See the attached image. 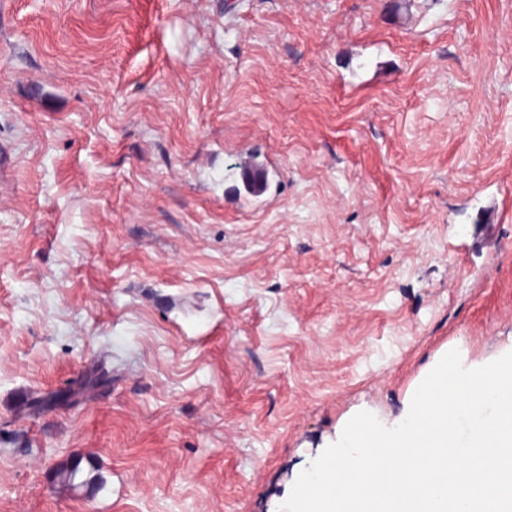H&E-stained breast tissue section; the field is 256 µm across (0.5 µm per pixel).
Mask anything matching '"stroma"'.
I'll return each mask as SVG.
<instances>
[{"instance_id":"1","label":"stroma","mask_w":512,"mask_h":512,"mask_svg":"<svg viewBox=\"0 0 512 512\" xmlns=\"http://www.w3.org/2000/svg\"><path fill=\"white\" fill-rule=\"evenodd\" d=\"M0 152V512H278L512 351V0H9ZM106 381H112V378L105 372L95 370L86 375L82 382L76 387L64 393H47L37 396L27 404L28 414L38 416L52 406H58L64 403L77 404L82 400L89 399L95 390Z\"/></svg>"}]
</instances>
